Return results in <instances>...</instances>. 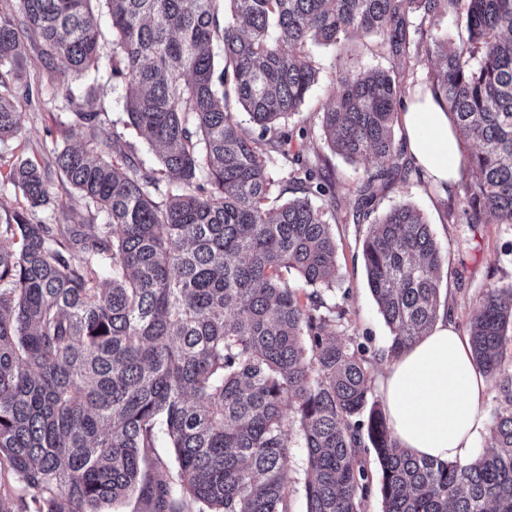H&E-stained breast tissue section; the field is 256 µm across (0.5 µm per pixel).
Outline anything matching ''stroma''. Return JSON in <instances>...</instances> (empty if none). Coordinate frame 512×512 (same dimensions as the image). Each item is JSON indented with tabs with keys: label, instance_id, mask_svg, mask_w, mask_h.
<instances>
[{
	"label": "stroma",
	"instance_id": "35a3bbf8",
	"mask_svg": "<svg viewBox=\"0 0 512 512\" xmlns=\"http://www.w3.org/2000/svg\"><path fill=\"white\" fill-rule=\"evenodd\" d=\"M103 32L98 69L72 78L77 95H91L103 107L109 119L123 116L125 88L111 75L112 30L108 15H101ZM26 74L35 95L32 100L18 99L23 114V127L14 138L0 142V158L17 156L47 163L56 142L51 134L57 120L67 119L70 104L57 93L47 71L32 47H25ZM320 80L312 90L301 112L292 117V124L306 127L302 147L309 155L326 159L334 173L336 196L344 198L361 179L365 170L376 169L375 160L350 162L335 155L327 145L314 116L316 109L327 102V89L332 79L349 67L363 70L391 67L392 62L380 54L371 38H354L343 48L314 46L310 49ZM407 203L424 214L434 236L447 256L440 272L441 300L445 302L460 327H467L478 312L484 293L494 287L512 285V224H467L450 219L432 191L416 182L396 183L378 197L377 210ZM337 246L338 278L327 291L328 305L343 310L339 328L343 341L352 349L364 350L372 378H379L387 364L391 330L383 320L367 285L362 260V242L366 225L352 223L345 208H338L332 225Z\"/></svg>",
	"mask_w": 512,
	"mask_h": 512
}]
</instances>
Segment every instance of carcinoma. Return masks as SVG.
Instances as JSON below:
<instances>
[{
    "instance_id": "1",
    "label": "carcinoma",
    "mask_w": 512,
    "mask_h": 512,
    "mask_svg": "<svg viewBox=\"0 0 512 512\" xmlns=\"http://www.w3.org/2000/svg\"><path fill=\"white\" fill-rule=\"evenodd\" d=\"M14 2L20 21L0 15V142L21 129L17 93L33 95L19 24L88 136L50 164L7 160L0 175L27 205L0 224V458L35 512H109L134 495L151 512H292L294 437L306 512H360L375 484L383 512H512V285L488 290L468 325L500 393L491 451L461 465L399 448L368 405V360L324 299L338 272L332 173L290 149L306 128L286 129L319 81L309 44L372 37L395 67L344 73L317 112L335 154L378 161L352 191L353 223L398 180L431 187L394 132L424 64L456 137L478 144L454 189L431 188L445 206L462 197L467 224H512V0H103L112 77L126 86L110 127L69 83L98 65L95 0ZM450 13L464 23L457 42L413 22ZM119 123L160 148L159 166ZM54 173L84 201L76 224L27 218L50 204ZM362 253L397 357L438 318L446 254L408 204L369 225ZM288 470V478L292 487V511L306 512V499L304 491V477L307 467L306 449L302 448L300 443L292 440L291 447L288 448V456L286 460Z\"/></svg>"
}]
</instances>
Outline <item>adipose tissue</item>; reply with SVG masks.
Masks as SVG:
<instances>
[{
  "instance_id": "ef3b65f1",
  "label": "adipose tissue",
  "mask_w": 512,
  "mask_h": 512,
  "mask_svg": "<svg viewBox=\"0 0 512 512\" xmlns=\"http://www.w3.org/2000/svg\"><path fill=\"white\" fill-rule=\"evenodd\" d=\"M405 153L437 182L457 183L462 152L448 114L433 94L405 99L399 115ZM384 412L397 443L420 457L469 463L484 428L489 384L476 365L469 338L453 318L434 327L399 357L380 381Z\"/></svg>"
}]
</instances>
